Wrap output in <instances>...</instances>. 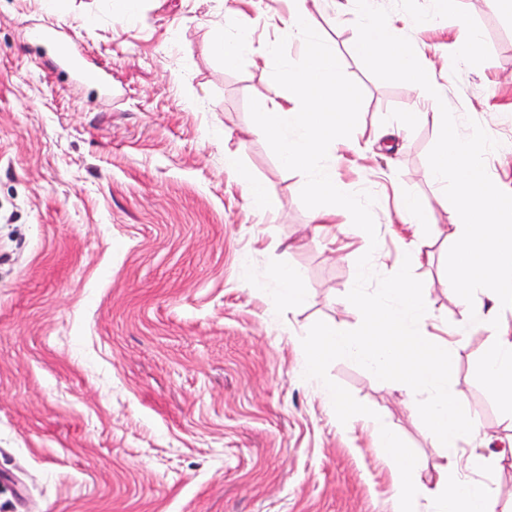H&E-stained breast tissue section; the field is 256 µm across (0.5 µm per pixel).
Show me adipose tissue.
<instances>
[{"instance_id": "1", "label": "adipose tissue", "mask_w": 512, "mask_h": 512, "mask_svg": "<svg viewBox=\"0 0 512 512\" xmlns=\"http://www.w3.org/2000/svg\"><path fill=\"white\" fill-rule=\"evenodd\" d=\"M310 0H288L280 23L301 44L303 56L284 62L276 44H267L263 64H278L285 91L257 112L251 130L273 142L286 166L314 168L324 157H335L337 145L347 143L354 105L352 90L342 81L335 49L317 37L311 23ZM318 203L311 221L323 224L337 206L360 211L355 192L340 182L334 169L310 180Z\"/></svg>"}]
</instances>
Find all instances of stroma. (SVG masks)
<instances>
[{"label": "stroma", "instance_id": "obj_1", "mask_svg": "<svg viewBox=\"0 0 512 512\" xmlns=\"http://www.w3.org/2000/svg\"><path fill=\"white\" fill-rule=\"evenodd\" d=\"M406 22L435 70L461 135L479 123L499 146L487 170L512 186V16L487 0H375ZM0 0V512H399L394 481L363 416L341 424L323 384L304 376L302 337L316 321L359 326L348 301L369 247L338 210L344 234L314 232L308 172L283 166L268 139L249 134L256 112L284 91L258 58L274 43L300 46L277 20L281 0ZM251 31L234 66L211 43L225 9ZM433 28L415 20L433 9ZM357 13H312L356 96L359 153L337 170L376 197L377 274L401 264V240L424 257L413 274L433 319L453 337L450 390L479 422L495 459L479 482L512 512V419L476 381L488 332L448 288L453 206L426 178L439 129L405 83H386L354 45ZM51 23L112 91L75 84L52 48L30 42ZM483 50L448 59L463 28ZM399 137L387 136L388 128ZM280 201L247 199L225 151ZM428 223L396 220L399 191ZM275 268L302 272L306 302L276 305ZM331 380L376 411L418 457L416 479L448 462L417 410L349 359Z\"/></svg>", "mask_w": 512, "mask_h": 512}]
</instances>
